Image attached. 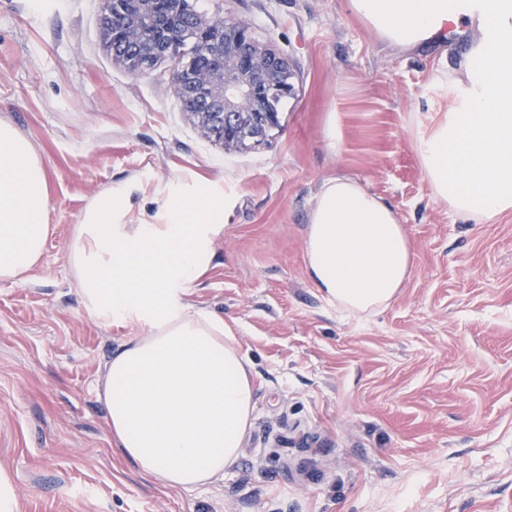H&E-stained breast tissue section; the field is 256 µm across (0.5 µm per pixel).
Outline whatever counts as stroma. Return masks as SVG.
<instances>
[{"mask_svg": "<svg viewBox=\"0 0 512 512\" xmlns=\"http://www.w3.org/2000/svg\"><path fill=\"white\" fill-rule=\"evenodd\" d=\"M288 55L295 94L268 146L227 150L172 90L178 60L112 61L103 0H0V121L46 165L50 233L22 284L0 282V471L18 512H512V210L478 224L438 202L417 130L447 112L431 85L482 32L389 46L348 0H198ZM336 122L340 139L325 138ZM347 176L395 209L410 276L378 314L327 301L306 274L322 185ZM224 196L211 269L184 300L223 317L252 367L236 461L190 491L112 450L104 373L142 329L97 322L68 244L87 206L133 185L125 224L173 181Z\"/></svg>", "mask_w": 512, "mask_h": 512, "instance_id": "stroma-1", "label": "stroma"}]
</instances>
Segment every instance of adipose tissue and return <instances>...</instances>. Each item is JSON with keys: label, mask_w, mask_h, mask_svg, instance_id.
I'll return each mask as SVG.
<instances>
[{"label": "adipose tissue", "mask_w": 512, "mask_h": 512, "mask_svg": "<svg viewBox=\"0 0 512 512\" xmlns=\"http://www.w3.org/2000/svg\"><path fill=\"white\" fill-rule=\"evenodd\" d=\"M388 43L414 49L460 22L463 0H349ZM490 43L435 85L452 97L417 142L438 201L488 223L512 210V0H478ZM132 186L85 210L68 246L75 291L103 323L142 324L106 365V423L115 453L158 486L189 491L220 477L251 424L250 363L222 317L182 297L209 271L224 232V198L203 183L170 187L154 222L118 223ZM47 168L11 124L0 121V282L36 269L49 236ZM306 268L330 301L374 314L410 272V245L393 207L357 180L324 183L310 215Z\"/></svg>", "instance_id": "obj_1"}]
</instances>
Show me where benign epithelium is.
Wrapping results in <instances>:
<instances>
[{"label":"benign epithelium","mask_w":512,"mask_h":512,"mask_svg":"<svg viewBox=\"0 0 512 512\" xmlns=\"http://www.w3.org/2000/svg\"><path fill=\"white\" fill-rule=\"evenodd\" d=\"M103 35L112 61L142 74L200 41L204 59L175 72L174 92L202 134L228 150L269 144L280 127L277 101L295 93L293 67L248 24L188 11L189 0H104Z\"/></svg>","instance_id":"benign-epithelium-1"}]
</instances>
